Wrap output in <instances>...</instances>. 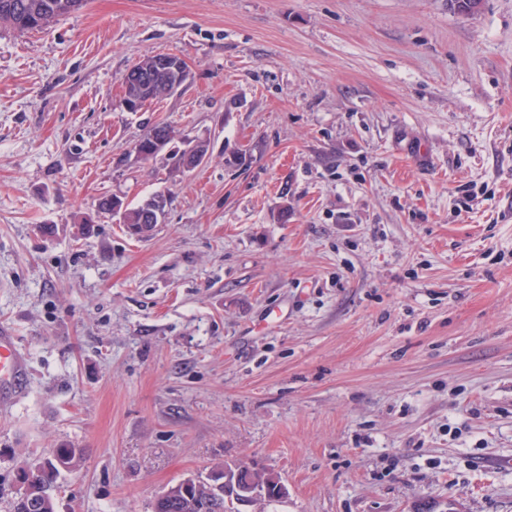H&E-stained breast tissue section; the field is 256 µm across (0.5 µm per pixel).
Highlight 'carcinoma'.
Masks as SVG:
<instances>
[{"instance_id": "1", "label": "carcinoma", "mask_w": 512, "mask_h": 512, "mask_svg": "<svg viewBox=\"0 0 512 512\" xmlns=\"http://www.w3.org/2000/svg\"><path fill=\"white\" fill-rule=\"evenodd\" d=\"M39 2L47 6L48 12L59 18L80 10L85 0H0V23L7 24L18 32L38 30L36 26L26 24L30 15L29 6ZM168 130L165 125H157L137 141V146L144 152V160L158 157L151 151L153 138ZM146 203L136 206L125 204L122 222L131 227L147 223L145 217ZM80 453L76 448H55L51 454L39 463H22L19 465L21 492L11 504V512H56L52 483L54 477L62 471L76 469ZM153 512H232L224 503V495L216 492L209 495L200 492L199 496L186 497L177 492L171 496L158 499Z\"/></svg>"}]
</instances>
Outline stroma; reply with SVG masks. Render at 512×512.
<instances>
[{"label": "stroma", "instance_id": "35a3bbf8", "mask_svg": "<svg viewBox=\"0 0 512 512\" xmlns=\"http://www.w3.org/2000/svg\"><path fill=\"white\" fill-rule=\"evenodd\" d=\"M190 77L119 105L140 59ZM210 142L171 174L153 126ZM245 165H230L233 152ZM167 198L146 240L104 194ZM512 0H88L0 25V322L21 462L78 448L57 512H152L218 463L267 512H512ZM138 63H136L134 66H132L124 75L122 78V91L126 94L128 98H135L132 100H129L126 96H123L120 98V106L127 112H139L142 109V104H147L150 100H154L157 98V95H155L154 91L152 90V84L148 85L145 83L142 87V97L143 100L137 99L140 98L139 96V88L136 86L133 81H131L128 77V72L137 66ZM27 360L16 344L12 328L0 323V405L16 402L24 393Z\"/></svg>", "mask_w": 512, "mask_h": 512}]
</instances>
